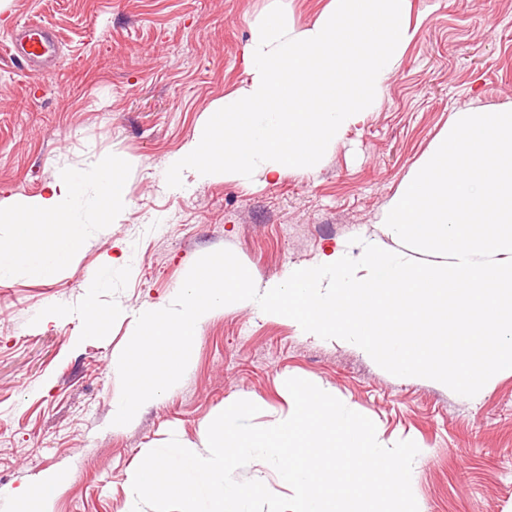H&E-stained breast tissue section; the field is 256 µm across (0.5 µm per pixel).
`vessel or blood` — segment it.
Instances as JSON below:
<instances>
[{
    "label": "vessel or blood",
    "mask_w": 512,
    "mask_h": 512,
    "mask_svg": "<svg viewBox=\"0 0 512 512\" xmlns=\"http://www.w3.org/2000/svg\"><path fill=\"white\" fill-rule=\"evenodd\" d=\"M6 52L19 68L29 72H53L60 61L54 33L34 22L14 27Z\"/></svg>",
    "instance_id": "1"
}]
</instances>
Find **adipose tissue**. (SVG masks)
Segmentation results:
<instances>
[{
	"mask_svg": "<svg viewBox=\"0 0 512 512\" xmlns=\"http://www.w3.org/2000/svg\"><path fill=\"white\" fill-rule=\"evenodd\" d=\"M90 179L100 188L99 195L92 200L85 192ZM126 196L122 172L109 163L89 177L60 174L44 195L0 209V223L8 227L7 234L0 237V278L20 266L41 277H51L84 242V226L76 222V214L89 206L106 205L121 210Z\"/></svg>",
	"mask_w": 512,
	"mask_h": 512,
	"instance_id": "1",
	"label": "adipose tissue"
}]
</instances>
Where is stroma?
Returning a JSON list of instances; mask_svg holds the SVG:
<instances>
[{"label":"stroma","instance_id":"35a3bbf8","mask_svg":"<svg viewBox=\"0 0 512 512\" xmlns=\"http://www.w3.org/2000/svg\"><path fill=\"white\" fill-rule=\"evenodd\" d=\"M418 32L362 114L311 173L244 182L223 174L182 191L167 162L208 112L248 77L244 47L272 0H8L0 45L17 21L58 36L63 65L23 72L0 54V201L35 197L63 172L123 162L117 223L89 210L80 251L52 279L0 280V490L69 479L51 512H127L143 456L202 427L240 399L253 422L290 409L288 378L331 391L376 425L386 447L422 454L411 487L419 512H512V369L471 398L397 377L353 343L237 303L201 323L182 379L124 426L118 358L147 308L171 304L198 258L231 250L253 279L281 278L336 242L379 233L378 217L454 113L512 106V0H411ZM118 258L102 274L104 257ZM111 316L106 336L78 313ZM80 317L88 329L96 335L103 336L106 331L107 317L100 310L94 298H88L80 312Z\"/></svg>","mask_w":512,"mask_h":512}]
</instances>
